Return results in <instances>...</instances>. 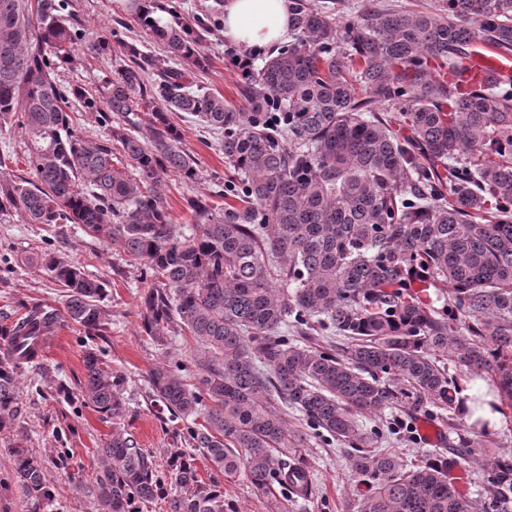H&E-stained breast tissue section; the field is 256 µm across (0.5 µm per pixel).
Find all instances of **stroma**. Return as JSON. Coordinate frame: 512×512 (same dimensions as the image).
<instances>
[{
  "instance_id": "1",
  "label": "stroma",
  "mask_w": 512,
  "mask_h": 512,
  "mask_svg": "<svg viewBox=\"0 0 512 512\" xmlns=\"http://www.w3.org/2000/svg\"><path fill=\"white\" fill-rule=\"evenodd\" d=\"M78 24L91 36H117L120 41H136L143 51L162 55L163 49L137 24L131 0H72ZM207 57L206 67L186 65L196 84L221 94L229 103L240 100L241 73L234 65L242 50L215 31L201 47ZM75 65L61 66L56 78L66 86L81 85L98 90L112 79L122 65L118 46L99 55L78 51ZM182 147L199 163V178L189 182L170 173L165 177L171 215L176 223L191 227L193 217L186 200L191 196L210 195L232 175L224 163V153L216 134L203 123L186 114L174 118ZM51 249L84 268L91 278L104 281L107 296L104 307L111 324L105 338L85 336L79 326L70 324L60 330L42 350L38 366L27 369L19 378L25 411L18 432L25 435L28 448L54 461L58 451H68L67 468L52 469L56 493L53 512H92L90 502L80 490V480L92 479L97 470V450L112 433V421L78 400H66L56 391L59 383L78 390L85 380L83 355L86 349L102 350L103 359L125 377L124 392L129 409L121 421L139 447L151 452L159 466H167L172 452L184 448L179 432L184 424L163 410L149 395L144 377L162 361H178L194 366L198 357L192 337H169L160 345L140 328L138 307L141 300V269L130 264L122 250L85 232L80 225L29 224L20 215L0 223V313L21 315L25 307L48 304L62 308L61 288L37 266L28 264L27 256ZM427 420L437 426L440 439L425 444L416 427L417 414L403 407L386 411L381 421L367 419V426L380 432L379 447L391 452L404 467L424 460L428 449L441 451L449 471L459 472L457 489L472 501L481 499V480L489 463L499 454L512 453V426L500 431L472 436V456L458 454V432L450 428L440 412L427 413ZM351 448L335 441L309 438L303 456L311 476L308 496L289 495L280 486L261 491L243 477L222 481L224 503L228 512H356L358 501L371 485L354 477L350 467Z\"/></svg>"
}]
</instances>
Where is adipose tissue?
Listing matches in <instances>:
<instances>
[{"label":"adipose tissue","mask_w":512,"mask_h":512,"mask_svg":"<svg viewBox=\"0 0 512 512\" xmlns=\"http://www.w3.org/2000/svg\"><path fill=\"white\" fill-rule=\"evenodd\" d=\"M290 7V0H225L224 38L246 52L287 42L293 34ZM488 388L486 381L472 380L460 390L465 422L478 431L511 426V413L484 402Z\"/></svg>","instance_id":"adipose-tissue-1"}]
</instances>
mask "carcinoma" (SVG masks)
<instances>
[{"label": "carcinoma", "mask_w": 512, "mask_h": 512, "mask_svg": "<svg viewBox=\"0 0 512 512\" xmlns=\"http://www.w3.org/2000/svg\"><path fill=\"white\" fill-rule=\"evenodd\" d=\"M291 4V40L242 76L233 105L183 69L203 62L224 0L191 24L177 0H134L166 55L121 43L127 60L103 102L54 79L77 43L91 54L110 46L81 32L69 0H0V122L24 130L35 176H11L0 154V219L79 224L142 267L144 333L162 343L185 332L201 352L194 373L162 364L145 381L173 416H203L187 427L189 444L225 479L289 488L308 473L305 435L286 430L291 409L355 451L351 470L373 484L357 512H473L439 453L405 469L375 447L363 418L403 405L453 419L456 380L437 352L490 376L512 402V84L470 90L431 65L455 75L475 40L511 53L512 0L424 11ZM72 97L108 137L76 129ZM172 112L221 136L234 172L214 197L186 199L188 233L162 189L169 172L199 176ZM34 260L63 288L64 310L34 304L0 324V432L22 416L18 377L38 364L41 337L69 321L103 337L109 324L103 282L52 252ZM417 286L445 292L443 305ZM336 336L344 345L316 346ZM101 354L85 352L78 398L116 421L124 377ZM23 441L8 447L12 479L28 512H50L49 468ZM97 456L99 471L80 483L93 512H139L158 497L168 512H225L224 492L186 454L170 456L165 479L116 425ZM482 495V512H512L511 453L484 476Z\"/></svg>", "instance_id": "1"}]
</instances>
